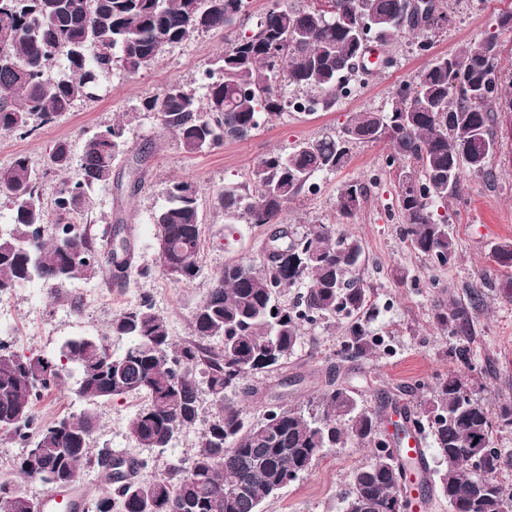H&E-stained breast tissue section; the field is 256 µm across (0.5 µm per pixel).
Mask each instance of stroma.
<instances>
[{
  "instance_id": "35a3bbf8",
  "label": "stroma",
  "mask_w": 512,
  "mask_h": 512,
  "mask_svg": "<svg viewBox=\"0 0 512 512\" xmlns=\"http://www.w3.org/2000/svg\"><path fill=\"white\" fill-rule=\"evenodd\" d=\"M448 20L433 39L430 52L408 40L389 44L390 68L358 76L352 92L335 111L307 114L285 112L245 141H228L223 148L189 155L153 113L142 111L144 98L174 81L197 99H204L201 74L224 52L223 33H200L164 49L154 66L137 76L115 72L100 85L93 100H81L70 112L40 127L32 136L0 134V168L17 155L27 156L39 175L44 203H52L62 182L77 181L78 166L60 173L47 166L52 145L63 141L79 154L83 140L112 121L126 124L127 157L113 171L112 185L95 188L84 211L72 214L77 224L107 237L114 225H126L134 258L129 276L113 275L102 266L91 279L69 281L58 299H49L39 280L0 293V340L17 354L54 356L61 343L78 336H107L112 319L126 308L149 303L164 315L176 343L193 338V314L202 302L210 277L225 265L260 263L269 226L225 219L216 202L224 188L247 184L253 166L269 151L288 149L295 141L341 127L356 112L384 109L392 93L412 84L417 72L433 57L452 54L494 30L500 14L512 10V0H447ZM500 149L488 176L465 174L461 195L448 202V231L457 245L456 261L432 268L405 240L399 208V173L414 169L413 161L388 163L385 144L354 148L341 170L315 176V189L288 203L285 217L295 232L314 224L343 225L361 241L365 261L357 274L371 286L375 315L368 330L386 347L356 360L338 354L345 337L343 316L304 325L300 343L273 372H258L243 381L228 398L251 424L263 420L268 404L314 412L328 379L350 383L366 409L377 416L382 431H390L400 410L422 418L439 379L456 374L471 398L491 407L512 403V289L490 252L499 242H512V120L500 115L495 126ZM184 177L197 185L202 216L201 275L193 283H176L158 267L154 216L164 205L168 182ZM352 180L366 184L368 196L348 222H341L336 198ZM486 282L484 301L475 312L477 335L470 364L454 355L456 337L432 319L436 303L465 298L469 285ZM113 355L122 354L127 339L107 336ZM144 395H131L97 406L98 425L93 449L138 460L148 466L138 477L148 482L171 467L187 465L217 409L203 399L196 425L179 434L167 448H144L128 437V425L148 405ZM374 449L351 445L331 448L309 470L281 488L263 504V512H344L343 494L349 474L370 464Z\"/></svg>"
}]
</instances>
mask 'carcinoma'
<instances>
[{"instance_id": "carcinoma-1", "label": "carcinoma", "mask_w": 512, "mask_h": 512, "mask_svg": "<svg viewBox=\"0 0 512 512\" xmlns=\"http://www.w3.org/2000/svg\"><path fill=\"white\" fill-rule=\"evenodd\" d=\"M249 0H0V133L29 136L40 126L70 111L74 103L94 97V89L116 69L136 76L150 69L163 48L196 33L221 32L249 17ZM404 0H322V6L297 9L288 0H272L251 34L227 39L224 54L202 73L206 102L200 103L178 82L148 97L143 108L172 132L186 154L210 152L227 140L243 141L287 110L280 92L287 85L314 104L312 111L332 112L351 93L353 77L365 70L362 55L370 26L375 41L388 45L399 38L428 37V18L403 17ZM280 45V64L267 60L268 48ZM496 62L502 80L499 34L470 42L459 53L435 57L416 76L414 101L392 95L383 110L357 112L340 129L303 139L287 151H272L252 168L243 189L217 192L224 215L250 224H271V243L281 258L268 257L262 270L237 262L224 266L211 281L192 319L195 341L178 345L165 316L142 304L112 319L109 335L130 345L119 357L105 337L65 340L53 358L0 354V423L22 415L0 434L22 444L16 473L45 484L50 477L97 468L109 482L114 470L129 464L137 473L143 461H127L108 449L91 454L97 427L95 413L53 421L41 418L37 403L65 386L76 366V394L94 404L144 394L149 405L128 426L129 438L145 448H167L201 414L200 383H205L219 412L186 466L172 468L150 482L135 478L120 483L117 494L97 498L94 512H262L265 499L307 472L327 448L350 444L379 447L377 417L361 407L355 390L328 382L320 395L318 416L295 409L248 425L240 407L226 401L250 374L280 366L299 343L300 327L343 315L350 319L341 354L357 358L378 346L369 334L370 287L354 272L361 266V242L326 224L302 234L284 226L291 200L311 188L319 173L337 171L359 145L385 143L388 163L412 159L419 170L399 176V207L405 236L412 249L432 261L436 255L456 260V243L448 232V216L435 204L460 194L465 170L489 175V143L498 144L493 126L498 114L512 112V96L481 94ZM64 73L48 76L55 64ZM125 125L117 121L87 137L80 153V179L65 182L45 207L37 177L27 157L19 155L0 169V191L10 203L8 233L0 234V292L34 278L56 298L66 282L90 279L100 257L122 272L131 265L127 240L120 230L104 243L88 228L70 221L90 202L89 192L112 182L114 163L125 153ZM51 168L71 164L67 143L48 153ZM431 184L429 192L404 189L407 180ZM367 188L358 180L344 185L336 208L344 219L358 211ZM156 238L169 241L159 254L162 274L177 283L199 275L201 215L198 191L187 180L169 181L166 203L155 215ZM493 260L512 268V243L497 245ZM306 288L297 302L283 306L282 291ZM484 284L468 288V302L453 301L434 308L433 319L457 337L456 355L469 362L475 334L472 310L483 301ZM215 336L223 344L207 341ZM512 426V405L494 412L464 394L460 379L439 380L427 411L428 428L439 454L448 462L437 492L450 512H509L496 479L501 454L490 445L493 420ZM478 448L482 463L467 469L453 463L463 448ZM69 448L64 454L61 449ZM402 456L377 454L375 461L349 475L353 512H398ZM0 512H41L12 478L0 480Z\"/></svg>"}]
</instances>
